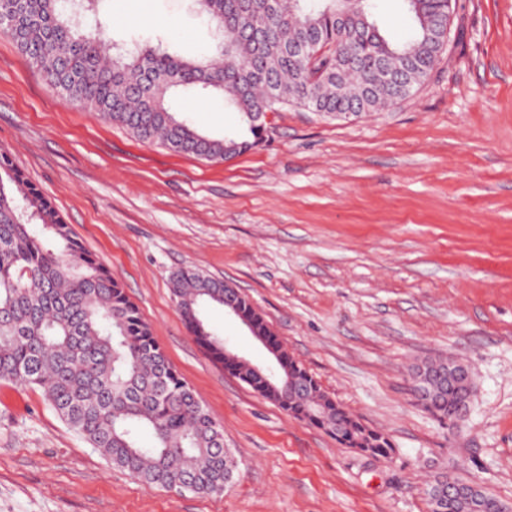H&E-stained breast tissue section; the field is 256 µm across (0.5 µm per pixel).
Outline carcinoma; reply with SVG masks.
Listing matches in <instances>:
<instances>
[{
    "instance_id": "carcinoma-1",
    "label": "carcinoma",
    "mask_w": 512,
    "mask_h": 512,
    "mask_svg": "<svg viewBox=\"0 0 512 512\" xmlns=\"http://www.w3.org/2000/svg\"><path fill=\"white\" fill-rule=\"evenodd\" d=\"M101 0H0L3 34L64 100L89 108L139 140L207 161L244 154L262 136L255 118L283 106L336 116L381 112L407 99L393 75L418 88L440 49L456 2L402 0L409 39L388 41L369 0H196L215 25L210 53L187 59L152 46L116 47L85 24ZM224 96L246 127L214 138L172 111L169 95ZM43 226L46 237L28 225ZM173 299L216 362L224 339L199 320L205 303L236 295L224 281L185 268ZM292 395L274 399L300 419L325 398L318 381L287 358ZM0 381L36 387L53 412L108 463L149 487L222 495L238 462L224 426L201 404L152 336L121 284L64 224L52 203L0 152ZM337 441L385 457L383 434L347 415Z\"/></svg>"
}]
</instances>
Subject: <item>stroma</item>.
Listing matches in <instances>:
<instances>
[{
    "mask_svg": "<svg viewBox=\"0 0 512 512\" xmlns=\"http://www.w3.org/2000/svg\"><path fill=\"white\" fill-rule=\"evenodd\" d=\"M118 41L203 52L190 0H106ZM200 130H239L221 98L174 99ZM228 161L144 143L61 99L0 33V151L47 196L224 426L239 461L220 496L150 488L111 468L39 389L0 382V512H429L445 476L512 504V0H460L447 51L382 112L291 106ZM182 268L230 282L322 390L392 450L371 457L289 416L216 363L176 306ZM205 325L263 366L222 307ZM474 377L459 427L424 408L414 368Z\"/></svg>",
    "mask_w": 512,
    "mask_h": 512,
    "instance_id": "35a3bbf8",
    "label": "stroma"
}]
</instances>
